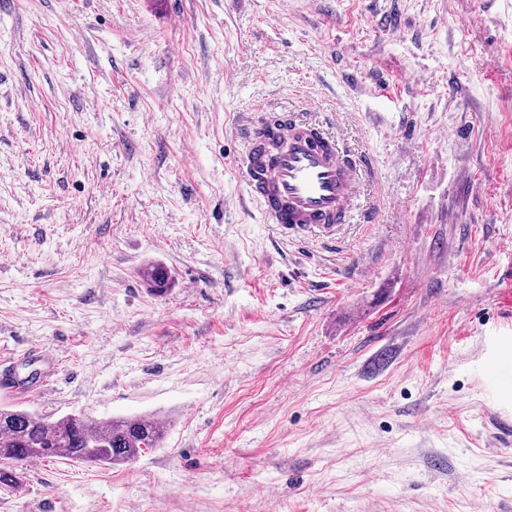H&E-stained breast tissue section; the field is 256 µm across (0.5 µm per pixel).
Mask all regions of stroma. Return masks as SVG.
Segmentation results:
<instances>
[{"instance_id": "obj_1", "label": "stroma", "mask_w": 512, "mask_h": 512, "mask_svg": "<svg viewBox=\"0 0 512 512\" xmlns=\"http://www.w3.org/2000/svg\"><path fill=\"white\" fill-rule=\"evenodd\" d=\"M282 114L359 164L337 244L246 193ZM511 273L512 0H0V405L167 425L0 512H512ZM140 277L153 294L162 296L167 293L170 278L165 268L159 265H150L140 271Z\"/></svg>"}]
</instances>
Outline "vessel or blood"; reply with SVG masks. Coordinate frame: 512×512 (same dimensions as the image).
Wrapping results in <instances>:
<instances>
[{
    "label": "vessel or blood",
    "instance_id": "b4317fda",
    "mask_svg": "<svg viewBox=\"0 0 512 512\" xmlns=\"http://www.w3.org/2000/svg\"><path fill=\"white\" fill-rule=\"evenodd\" d=\"M243 168L271 223L285 234L326 243L349 221L362 187L357 164L338 141L291 116L253 126Z\"/></svg>",
    "mask_w": 512,
    "mask_h": 512
}]
</instances>
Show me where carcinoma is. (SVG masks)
Instances as JSON below:
<instances>
[{"instance_id": "carcinoma-1", "label": "carcinoma", "mask_w": 512, "mask_h": 512, "mask_svg": "<svg viewBox=\"0 0 512 512\" xmlns=\"http://www.w3.org/2000/svg\"><path fill=\"white\" fill-rule=\"evenodd\" d=\"M140 277L153 294L167 293L170 278L165 268L150 265ZM163 439L161 422L153 416L103 420L79 413L49 421L24 409L1 408L0 485L20 487L24 466L36 460L117 466L160 447Z\"/></svg>"}]
</instances>
